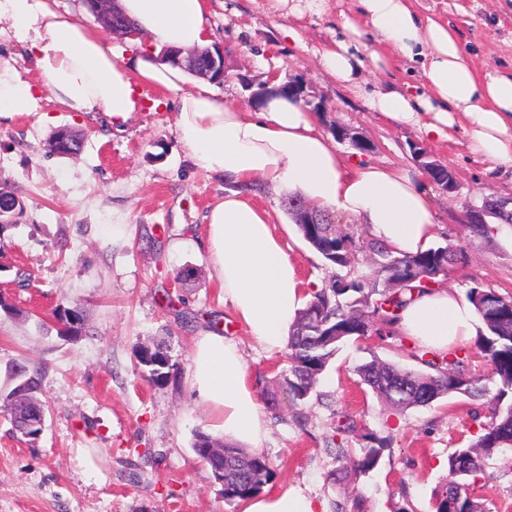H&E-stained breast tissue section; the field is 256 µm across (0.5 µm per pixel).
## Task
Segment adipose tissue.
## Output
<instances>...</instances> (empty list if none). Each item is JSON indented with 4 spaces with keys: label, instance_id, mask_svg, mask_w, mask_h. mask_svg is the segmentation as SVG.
Segmentation results:
<instances>
[{
    "label": "adipose tissue",
    "instance_id": "adipose-tissue-1",
    "mask_svg": "<svg viewBox=\"0 0 512 512\" xmlns=\"http://www.w3.org/2000/svg\"><path fill=\"white\" fill-rule=\"evenodd\" d=\"M138 24L135 56L111 49L101 34L53 7L51 0H0L8 37L26 46L38 83L0 81V112L31 109L49 93L80 113L102 112L125 121L141 107L140 86L177 98L175 131L191 162L231 182L206 214L205 248L229 307L246 332L276 352L306 296L294 263L275 234L270 213L253 199L262 185L301 196L318 210L358 220L396 255L426 249L435 238L434 200L421 175L374 164H352L323 135L301 98L285 97L271 81L258 110L200 87L188 88L185 69L160 61L163 47L202 48L210 42L204 0H119ZM360 20L343 19L341 34L321 56L340 83L356 79L365 40L374 66L388 53L422 63V91L388 89L370 97L388 121L448 137L457 121L470 129V147L490 158H512V73L477 75L454 28L412 10L407 0H358ZM482 322L467 300L432 288L399 313L396 333L442 352L475 338ZM187 387L210 411L229 444L256 446L267 425L247 381L237 343L221 333L197 336ZM241 512H323L299 488L245 500Z\"/></svg>",
    "mask_w": 512,
    "mask_h": 512
}]
</instances>
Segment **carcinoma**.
I'll return each mask as SVG.
<instances>
[{"instance_id":"1","label":"carcinoma","mask_w":512,"mask_h":512,"mask_svg":"<svg viewBox=\"0 0 512 512\" xmlns=\"http://www.w3.org/2000/svg\"><path fill=\"white\" fill-rule=\"evenodd\" d=\"M52 149L59 155H76L82 149V140L70 130L58 131L52 137ZM297 229L335 273L328 284L312 292L301 310L286 345L288 369L278 381L262 384V395L272 401L282 390L294 405L306 406L321 399L317 393L319 378L342 343L366 334L392 337L391 325L407 302L411 284L434 278L444 264H465L467 255L462 245L448 244L415 255L396 256L378 240L365 242L357 232L341 231L335 224H299ZM360 252L368 254L375 266L373 274L354 270L353 260ZM467 300L483 324L475 345L491 366L487 381L493 387L468 373L469 356L462 348L434 354L416 347L411 358L422 365L420 369H406L375 355L355 369L361 382L389 409L398 412L429 406L454 393L485 401L489 421L479 424L469 446L448 454V474L434 494L433 512H484L468 489L485 478L487 460L503 449H512V295L475 285L468 289ZM138 364L144 377L157 384L167 383L173 372L170 357L161 345L149 354L139 353ZM10 379L13 387L4 397L5 406L20 410L18 415L9 412L12 429L33 443L29 426L40 423L45 414L39 397L42 374L18 361ZM334 429L339 437L334 443L335 458L342 469L363 475L377 466L387 449L386 440L364 434V444L356 451L344 446L348 436L357 431L356 421L346 416ZM193 451L210 472L224 470V500L229 503L260 494L274 477L264 454L242 452L204 432L196 434Z\"/></svg>"}]
</instances>
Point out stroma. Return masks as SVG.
Here are the masks:
<instances>
[{"label": "stroma", "instance_id": "obj_1", "mask_svg": "<svg viewBox=\"0 0 512 512\" xmlns=\"http://www.w3.org/2000/svg\"><path fill=\"white\" fill-rule=\"evenodd\" d=\"M422 15L453 27L477 74L512 70V0H412ZM211 40L223 45L226 77L216 92L251 105L252 89L270 79L301 86L306 107H317L319 130L341 125L358 131L374 149L365 161L414 172L420 147L454 172L457 189L434 192L441 230L436 244H461L468 263L441 278L466 295L473 285L512 295V239L465 236L467 206L512 197V158L473 154L457 126L448 140H431L418 128L395 125L373 112L370 93L418 85L420 69L399 60L360 70L341 84L321 65L343 18H357V0H327L325 10L305 0H208ZM296 30L300 41L288 36ZM177 99L145 107L126 123L104 113L68 111L41 94L27 112L0 116V189L24 204L13 224L0 228V391L6 371L22 360L42 371L45 429L36 445L12 431L0 403V512H240L198 461L196 432H211L208 410L187 391L196 336L220 329L236 340L250 383L272 381L288 366L285 352L270 354L224 306V295L205 251L208 210L227 182L195 167L177 142ZM66 127L81 135L80 154H53L49 142ZM285 192L258 191L287 256L304 286L324 287L332 270L300 237ZM126 227L124 238L112 227ZM191 267L195 282L176 281ZM77 308L82 327L70 334L59 309ZM191 315L192 324L182 322ZM169 347L174 376L164 385L141 376L137 353L156 343ZM404 337L349 340L321 375L322 402L307 406L305 426L293 422L288 400L262 404L269 433L258 447L271 462L267 491L297 486L332 512L362 495L364 512H430L447 472L448 452L475 438L477 402L456 395L396 414L386 409L355 372L378 356L411 368ZM351 415L361 432L390 438L378 466L356 481H332L339 467L329 451L333 412ZM86 449L104 475L88 479L76 458ZM139 482H132V475ZM472 497L487 512H512V451L489 460Z\"/></svg>", "mask_w": 512, "mask_h": 512}]
</instances>
